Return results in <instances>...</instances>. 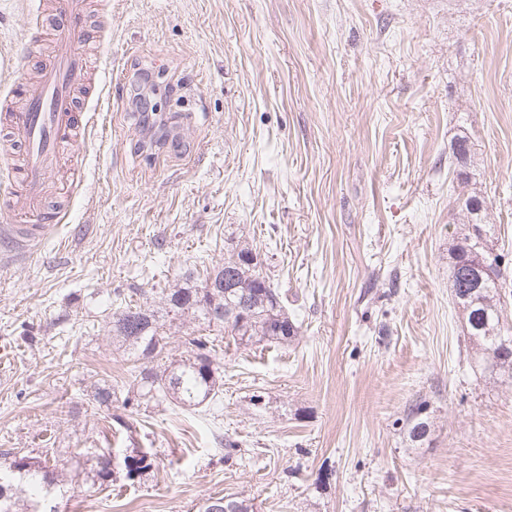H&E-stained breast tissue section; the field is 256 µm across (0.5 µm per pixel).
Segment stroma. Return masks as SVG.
<instances>
[{
    "mask_svg": "<svg viewBox=\"0 0 512 512\" xmlns=\"http://www.w3.org/2000/svg\"><path fill=\"white\" fill-rule=\"evenodd\" d=\"M86 46L112 94L81 139L62 221L0 265V452L155 465L58 512H512V381L485 371L448 283L479 239L512 328V0H89ZM36 0H0V91ZM173 126L139 149L141 74ZM468 185L448 171L458 136ZM483 201L469 223L458 197ZM286 298L287 345L224 340V392L198 409L93 404L126 387L115 298H157L242 246ZM423 404L418 443L406 414ZM125 420L131 438L115 440ZM233 442L220 448L218 437ZM132 455H125L123 458V470L128 480H135L142 472L150 469L153 465V453L149 448L134 449ZM227 499L225 503H223V509L221 511H216V501H223ZM198 512H254L253 504L249 499H241V498H227L225 496L222 497H208L202 501L198 508Z\"/></svg>",
    "mask_w": 512,
    "mask_h": 512,
    "instance_id": "35a3bbf8",
    "label": "stroma"
}]
</instances>
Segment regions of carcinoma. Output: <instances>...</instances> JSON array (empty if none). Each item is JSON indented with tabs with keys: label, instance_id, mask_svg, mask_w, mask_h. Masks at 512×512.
<instances>
[{
	"label": "carcinoma",
	"instance_id": "obj_1",
	"mask_svg": "<svg viewBox=\"0 0 512 512\" xmlns=\"http://www.w3.org/2000/svg\"><path fill=\"white\" fill-rule=\"evenodd\" d=\"M148 134L146 144L159 145L169 137L166 124L158 128L142 124ZM252 252L243 246L224 259L216 275L228 278L223 288L209 290L198 277L188 274L164 289L158 303L128 302L112 315V343L128 360L144 365L134 375L136 397L125 396L124 403L171 402L180 407L198 408L219 397L224 387L223 362L218 347L224 336L239 345L260 342L285 344L297 334V327L288 317L282 297L262 275L258 265H251L243 256ZM482 253L480 242L466 237L449 249L448 281L451 296L465 314L469 339L477 346L487 368L512 378V336L502 334V311L496 297L503 287L500 270L490 265V272L476 282L469 278L471 255ZM175 320L194 325L186 336V356L169 364L155 367L150 363L164 354L167 345V323ZM92 401L109 406L117 397L116 390L106 381L90 385ZM422 407L408 409L413 421L409 436L413 442L423 440L428 422L419 418ZM153 465L149 448L133 450L123 458L125 477L135 480ZM41 476L46 493L66 486L67 473L56 471L17 452L0 453V512H56L48 500L32 499L26 487ZM115 471L111 456L98 459L91 476L92 484L100 488L112 485Z\"/></svg>",
	"mask_w": 512,
	"mask_h": 512
}]
</instances>
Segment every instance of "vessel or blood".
<instances>
[{
	"instance_id": "obj_1",
	"label": "vessel or blood",
	"mask_w": 512,
	"mask_h": 512,
	"mask_svg": "<svg viewBox=\"0 0 512 512\" xmlns=\"http://www.w3.org/2000/svg\"><path fill=\"white\" fill-rule=\"evenodd\" d=\"M50 18L57 49L41 64L34 43L26 44L27 58L36 62V78L23 84L22 106H14L12 94H0V156L18 162L23 172L20 183L0 201L15 218L0 226V236L29 244L47 230L26 218L46 204L47 176L58 166L61 145L78 143L80 127L93 120L92 113L81 110V94L111 87L110 82L97 85L92 80L83 45L82 0H53Z\"/></svg>"
}]
</instances>
